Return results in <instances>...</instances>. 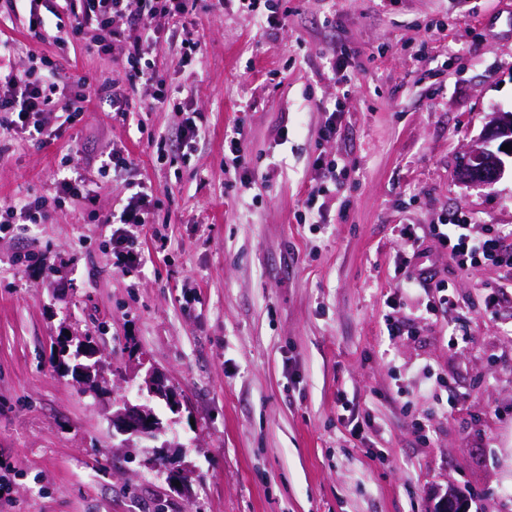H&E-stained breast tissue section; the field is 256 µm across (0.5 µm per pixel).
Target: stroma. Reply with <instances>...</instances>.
<instances>
[{
    "mask_svg": "<svg viewBox=\"0 0 512 512\" xmlns=\"http://www.w3.org/2000/svg\"><path fill=\"white\" fill-rule=\"evenodd\" d=\"M55 7L22 0L0 33L66 76L121 72L61 40ZM33 12L47 22L37 35ZM278 13L273 30L197 0L192 66L158 52L168 96L198 112L195 152L161 145L182 119L172 108L134 99L125 124L92 98L73 126L44 116L54 140L0 155V205L53 194L65 165L97 187L95 201L67 198L47 223L0 232V468L12 480L0 512H431L447 493L463 512H512V307L486 305L512 290V269L458 264L430 233L445 220L512 228L511 161L488 188L457 177L495 112L512 111V0H278ZM238 123L248 190L224 171ZM114 143L167 221L130 274L92 218L125 192L98 172ZM324 160L336 194L316 221ZM405 264L436 276L398 291ZM389 319L403 335L388 338ZM67 331L95 337L99 390L61 365ZM153 371L179 413L140 395ZM123 399L166 423L188 481L147 465L150 443L122 447L111 415Z\"/></svg>",
    "mask_w": 512,
    "mask_h": 512,
    "instance_id": "1",
    "label": "stroma"
}]
</instances>
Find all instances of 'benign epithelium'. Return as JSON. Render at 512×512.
<instances>
[{
	"mask_svg": "<svg viewBox=\"0 0 512 512\" xmlns=\"http://www.w3.org/2000/svg\"><path fill=\"white\" fill-rule=\"evenodd\" d=\"M507 144L512 145V113L498 112L481 140L467 151L463 169L460 170L461 177L471 183L493 186L504 170L503 158H512V150H501V147ZM56 343L68 348L78 347L79 356L88 360L87 364L77 366L74 377L92 380L99 375L100 363L96 361V344L88 342L84 336H63L56 340ZM144 387L149 396L165 400L172 412L180 411V400L166 385L164 377L151 373L146 377ZM112 425L117 433L127 437V440L123 441L125 445H132L137 440L154 441L166 432L160 419L151 410L144 405H133L128 401L112 412ZM170 447L172 444L168 441L156 447L149 458V463L155 467L162 458L166 462L168 473L184 480L185 470L179 464V460L169 453Z\"/></svg>",
	"mask_w": 512,
	"mask_h": 512,
	"instance_id": "benign-epithelium-1",
	"label": "benign epithelium"
}]
</instances>
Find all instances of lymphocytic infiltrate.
Segmentation results:
<instances>
[{
	"mask_svg": "<svg viewBox=\"0 0 512 512\" xmlns=\"http://www.w3.org/2000/svg\"><path fill=\"white\" fill-rule=\"evenodd\" d=\"M195 5L196 0H70L67 19L72 38L85 41L90 50L111 49L124 68L122 77L85 76L79 79V86L92 90L99 105L108 106L124 119L130 115L132 97L145 90L151 93V107L167 105L165 72L155 62L157 48L163 43L176 48L178 67L189 65L199 49L186 23ZM157 17L165 19V26L147 27V20ZM21 49L15 39H0V131L45 143L53 131L42 122L43 113L60 112L72 122L81 108L60 86L58 67L51 58L41 57L36 67L17 66L15 58ZM98 162L102 173L124 183L128 191L111 213L98 216L97 221L111 225L116 265L130 272L141 262V235L152 232L158 222L154 190L147 183L131 180L133 163L125 146L116 144L102 150ZM434 232L462 263L512 267V230L476 237L468 225L441 223Z\"/></svg>",
	"mask_w": 512,
	"mask_h": 512,
	"instance_id": "1",
	"label": "lymphocytic infiltrate"
}]
</instances>
